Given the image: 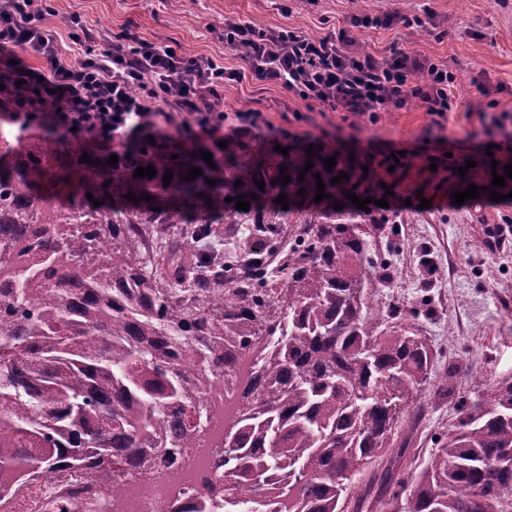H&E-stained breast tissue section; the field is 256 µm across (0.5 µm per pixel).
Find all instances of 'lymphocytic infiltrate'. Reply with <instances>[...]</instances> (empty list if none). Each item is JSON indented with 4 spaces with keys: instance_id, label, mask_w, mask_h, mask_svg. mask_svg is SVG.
Instances as JSON below:
<instances>
[{
    "instance_id": "obj_1",
    "label": "lymphocytic infiltrate",
    "mask_w": 512,
    "mask_h": 512,
    "mask_svg": "<svg viewBox=\"0 0 512 512\" xmlns=\"http://www.w3.org/2000/svg\"><path fill=\"white\" fill-rule=\"evenodd\" d=\"M69 46L34 13L30 0H13L0 15V61L9 74L0 104L20 119L30 120L35 93L50 94L57 111L49 121L85 139L111 143L118 137L163 141L170 132L237 135L275 130L251 115L224 110V85L235 75L204 57H186L170 46L139 39L125 30L105 31L81 16H70ZM227 45L251 47L255 80L282 84L304 101L325 104L339 112H355L376 120L378 113L420 101L433 126H441L453 108L454 75L447 65L394 52L379 64L369 55L349 52L345 35L315 39L292 30H256L225 23ZM25 59H17V51ZM39 68H32L30 60ZM423 82H412L414 72ZM141 85L132 95V85Z\"/></svg>"
}]
</instances>
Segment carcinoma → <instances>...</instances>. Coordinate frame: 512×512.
I'll list each match as a JSON object with an SVG mask.
<instances>
[{"instance_id": "cac0c4a2", "label": "carcinoma", "mask_w": 512, "mask_h": 512, "mask_svg": "<svg viewBox=\"0 0 512 512\" xmlns=\"http://www.w3.org/2000/svg\"><path fill=\"white\" fill-rule=\"evenodd\" d=\"M203 150L188 136L163 146L137 139L115 165L100 154L82 163L83 140L0 112V508L61 470L75 486H104L133 464L173 465L204 414L205 380L178 359L193 344L226 374L246 353L263 365L224 431L226 479L188 512H512L507 380L460 407L428 463L408 471L412 433L400 424L433 349L415 311L379 316L366 306L368 236L383 222L354 234L356 215L315 202L314 174L334 193L336 170L315 161L299 181L312 159L301 149L285 156L258 140L244 172L239 142L219 149L215 169ZM148 165L156 176L133 177ZM191 166L202 175L185 181ZM252 193L271 202L259 206ZM144 194L166 203L156 211ZM242 194L247 211L225 201ZM141 224L182 225L185 243L168 251L162 280L138 261ZM220 224L252 225L255 244L236 267L190 248ZM279 224L304 228L272 272ZM40 411L50 423L36 425ZM382 455L371 499L352 477Z\"/></svg>"}]
</instances>
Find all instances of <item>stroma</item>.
<instances>
[{"instance_id":"obj_1","label":"stroma","mask_w":512,"mask_h":512,"mask_svg":"<svg viewBox=\"0 0 512 512\" xmlns=\"http://www.w3.org/2000/svg\"><path fill=\"white\" fill-rule=\"evenodd\" d=\"M47 24L67 35L77 14L100 29L130 30L188 56L208 57L238 78L224 86V110L257 113L263 122L295 133L302 147L318 146L339 168L359 173L357 197L392 194L404 209L398 223L375 232L370 257L386 280L367 277L369 308L417 309L433 349L427 384L412 395L420 418L408 458L421 468L453 425L462 404L489 385L512 378V237L494 247L487 225L512 222V199L467 200L454 192L485 186L495 145L512 135V0H54ZM391 16L389 24L359 25V17ZM424 16L421 26L398 23ZM260 22L312 38L346 33L352 49L383 61L392 50L447 65L455 76V107L435 128L421 102L380 113L376 122L351 112L302 101L281 84L256 81L249 60L224 42L228 22ZM495 102L493 120L482 110ZM408 151L404 164L390 153ZM466 175H459L460 166ZM430 207L420 208L421 199ZM458 367L452 399L435 395L449 367Z\"/></svg>"}]
</instances>
